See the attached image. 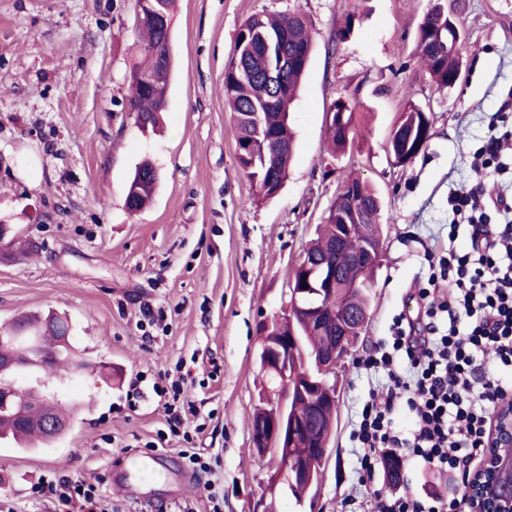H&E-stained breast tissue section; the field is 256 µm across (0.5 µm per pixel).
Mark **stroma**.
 Returning <instances> with one entry per match:
<instances>
[{
	"label": "stroma",
	"instance_id": "35a3bbf8",
	"mask_svg": "<svg viewBox=\"0 0 512 512\" xmlns=\"http://www.w3.org/2000/svg\"><path fill=\"white\" fill-rule=\"evenodd\" d=\"M461 23L465 76L431 80L416 51L430 0H175V68L161 131L125 110L141 61L137 0H0V326L24 312L66 316L94 363L53 379L72 405L70 427L46 448L0 443V512H55L33 495L43 480L99 484L110 512H377L404 491L447 492V476L406 466L375 489L359 481L353 431L386 377L362 361L397 321L417 315V292L438 270L453 215L448 193L482 183L512 195V175L472 167L491 137L512 136V0H449ZM301 12L313 48L290 113L293 158L280 193L258 199L240 168L224 102V67L239 26L255 14ZM351 24L348 39L334 43ZM357 107L363 139L329 155L326 114L337 98ZM434 117L433 136L394 164L391 132L408 104ZM150 159L160 179L133 213L126 185ZM380 198L381 263L372 311L339 370V404L316 492L296 499L253 450L254 407L265 383L261 324L280 314L288 279L349 175ZM163 314L150 324L144 307ZM179 382L192 411L170 433L159 378ZM211 470L190 485L187 447ZM165 455L149 494L111 487L110 468L140 452Z\"/></svg>",
	"mask_w": 512,
	"mask_h": 512
}]
</instances>
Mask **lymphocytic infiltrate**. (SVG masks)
Listing matches in <instances>:
<instances>
[{"instance_id":"f902f5d3","label":"lymphocytic infiltrate","mask_w":512,"mask_h":512,"mask_svg":"<svg viewBox=\"0 0 512 512\" xmlns=\"http://www.w3.org/2000/svg\"><path fill=\"white\" fill-rule=\"evenodd\" d=\"M448 204L468 246L449 248L430 284L451 281L453 292L430 302L425 319L398 328L391 348L376 344L364 361L388 379L384 400L364 403L353 432L365 483L388 451L466 481L482 462L497 405L512 399V199L497 196L508 220L494 228L483 215L482 188L451 192ZM399 391L408 395L405 430L395 421ZM36 492L54 500L57 512H105L97 488L76 477L43 482ZM378 512H465L464 496L409 491Z\"/></svg>"}]
</instances>
